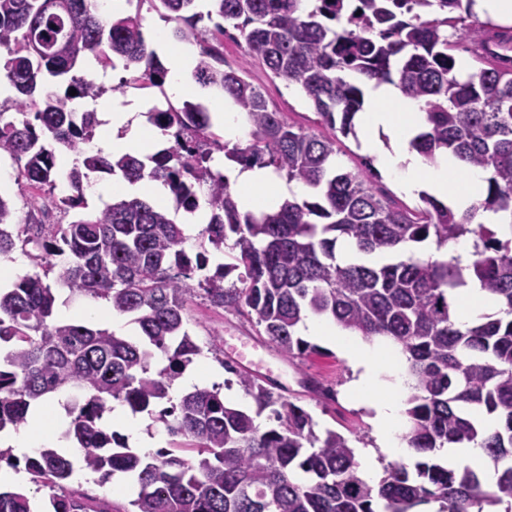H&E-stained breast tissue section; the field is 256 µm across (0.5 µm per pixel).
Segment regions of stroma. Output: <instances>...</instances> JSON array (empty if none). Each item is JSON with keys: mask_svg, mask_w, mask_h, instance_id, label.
I'll list each match as a JSON object with an SVG mask.
<instances>
[{"mask_svg": "<svg viewBox=\"0 0 512 512\" xmlns=\"http://www.w3.org/2000/svg\"><path fill=\"white\" fill-rule=\"evenodd\" d=\"M247 71L249 79L260 88L270 107L282 112L289 124L326 137L332 135L331 129L321 122L301 91L274 78L262 64H248ZM0 167L10 171V185L5 195L13 204L19 223H26L30 216L39 215L42 205L40 194L29 188L20 177L17 164L5 155L0 157ZM188 308L189 329L203 348L202 354L189 365L188 370L204 372V387L223 385L225 392L236 394V406L251 407L250 397L243 394L237 383L230 381L223 366L224 361L231 357L230 347L246 346L251 357L264 365L266 374L261 379L264 386L303 405L311 412L318 429L330 428L356 438L357 459H364L366 453L374 448L375 438L368 412L348 392L352 366L335 347L323 342L318 353L291 360L280 352L246 310L214 305L200 290L195 292Z\"/></svg>", "mask_w": 512, "mask_h": 512, "instance_id": "35a3bbf8", "label": "stroma"}]
</instances>
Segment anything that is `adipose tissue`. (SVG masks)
I'll return each instance as SVG.
<instances>
[{"mask_svg":"<svg viewBox=\"0 0 512 512\" xmlns=\"http://www.w3.org/2000/svg\"><path fill=\"white\" fill-rule=\"evenodd\" d=\"M155 42L164 53L169 94L174 97L184 94L186 78L196 63L194 48L188 44L170 46L167 33L162 29L157 30ZM149 107V102L144 100H113L111 110L101 117L102 125L95 148L115 156L144 153L149 144L147 130L136 125L133 117ZM423 121L421 101L404 95L396 84L369 83L362 117L361 145L374 157L379 169L405 193L415 195L427 188L437 199L451 201L456 211L470 209L484 190V172L466 169L463 188H449L448 170L453 167V160L443 156L435 164H427L414 145ZM215 164L228 183L235 186L237 202L244 212L258 214L283 200L300 198L308 192L304 185L282 182L269 168L244 170L226 162L221 156L216 157ZM304 332L333 345L354 365L356 374L350 390L372 413L377 446L390 452H401L404 447L401 406L399 400L389 394V384L382 378L376 347L315 317L307 321ZM64 401V396L58 395L37 404L24 428L16 432H0V447L11 449L17 456L33 455L44 448L68 447L69 442L63 434L51 431L63 412Z\"/></svg>","mask_w":512,"mask_h":512,"instance_id":"1","label":"adipose tissue"}]
</instances>
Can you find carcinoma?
<instances>
[{"label":"carcinoma","mask_w":512,"mask_h":512,"mask_svg":"<svg viewBox=\"0 0 512 512\" xmlns=\"http://www.w3.org/2000/svg\"><path fill=\"white\" fill-rule=\"evenodd\" d=\"M176 23L174 37L200 51L192 74L245 114L251 127L244 146L221 141L210 112L199 103L168 104L150 121L174 144L145 157L104 156L86 148L100 125L98 112H72L69 102L124 92L130 84L165 91L167 69L143 32L141 8L113 19L95 0H0V79L16 91L12 106L23 119L0 111V153L23 164L20 175L43 193L42 213L84 205L92 176L120 171L131 182H160L176 209L205 206L201 235L224 249L233 238L235 263L192 285L207 266L203 252H189L183 225L169 211L134 197L105 206L69 224L14 223L11 201L0 196V256L16 249L41 272L25 274L0 291V431L27 421L33 403L65 392L70 421L65 436L83 451L99 484L128 474L139 487L132 512H417L431 502L438 512H484L506 504L512 512V239L502 241L479 211L512 213V56L492 49L512 42V29L470 24L475 0H159ZM217 15L213 27L204 18ZM453 33H448V28ZM243 40L244 57L298 88L322 122L357 136L363 107L359 84L346 79L397 82L423 102L425 131L416 148L430 162L448 153L465 168L486 173L482 199L460 215L427 193L421 205L399 208L373 187L364 168L336 164V140L290 125L269 107L244 67L224 68L228 29ZM470 44L477 66L467 72L451 51ZM110 51L130 77L110 88L76 72L80 57ZM69 76L64 93L46 90L43 75ZM76 90L70 95L69 90ZM76 156L66 173L56 152ZM244 167L271 168L310 189L312 196L284 201L277 210L242 212L213 153ZM67 185L57 197L58 181ZM475 237L472 260H406L367 263L343 258L340 244L364 255L386 257L405 243L430 238L442 246ZM238 272L232 285L224 280ZM71 297L104 299L133 316L135 340L79 320L56 319L57 289ZM477 278L500 305V314L470 326L456 324L454 297ZM225 308L244 306L281 353L293 359L317 354L297 334L311 316L326 317L367 339L385 337L403 355L413 393L404 435L419 457L414 470L394 463L375 483L359 474L349 438L320 434L302 405L274 394L232 362L255 412L228 405L220 388L196 389L158 416L172 448L142 456L112 430V404L135 413L168 397L185 367L202 353L188 328L195 289ZM167 365L157 373L158 355ZM269 412L271 426L257 418ZM495 417L481 424L474 412ZM477 445L501 468L487 486L469 466L436 460L442 448ZM26 472L46 490L48 512H112L103 498L68 485L72 460L46 448L26 458ZM0 512H37L21 491H0Z\"/></svg>","instance_id":"cac0c4a2"}]
</instances>
